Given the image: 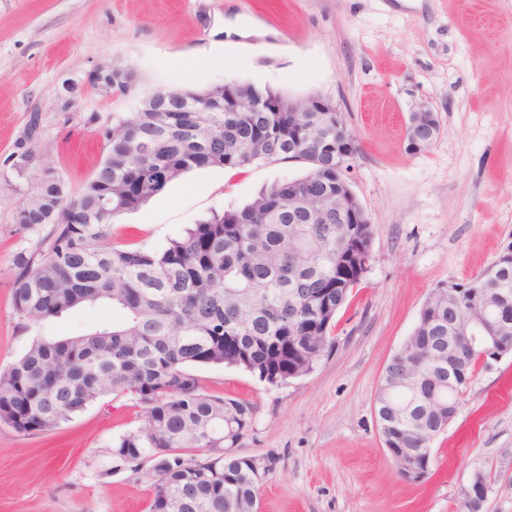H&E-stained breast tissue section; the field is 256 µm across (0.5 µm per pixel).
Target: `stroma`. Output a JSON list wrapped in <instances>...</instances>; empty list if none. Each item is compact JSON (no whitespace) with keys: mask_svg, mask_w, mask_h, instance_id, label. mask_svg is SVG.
Segmentation results:
<instances>
[{"mask_svg":"<svg viewBox=\"0 0 512 512\" xmlns=\"http://www.w3.org/2000/svg\"><path fill=\"white\" fill-rule=\"evenodd\" d=\"M228 20L263 33L226 34ZM101 62L132 72L126 98L83 86ZM72 82L78 112L62 109ZM225 82L339 107L357 147L347 179L373 225L368 272L311 373L272 386L223 364L194 369L208 393L254 405L240 452L276 459L261 512H456L478 472L482 512H512V354L476 367L423 481L398 474L374 413L385 367L430 291L476 277L512 242V0H0V370L35 337L77 336L113 318L77 308L25 329L14 311L12 260L30 239L14 214L41 173H16L11 158L28 144L31 116L41 117V151L75 192L105 155L89 114ZM421 102L441 133L412 152L405 125ZM308 169L260 161L190 171L121 216L114 240L163 248L211 212ZM141 425L130 398L110 396L51 430L0 424V512H149L151 462L131 469L112 457Z\"/></svg>","mask_w":512,"mask_h":512,"instance_id":"1","label":"stroma"}]
</instances>
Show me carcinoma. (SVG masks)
I'll use <instances>...</instances> for the list:
<instances>
[{
	"label": "carcinoma",
	"mask_w": 512,
	"mask_h": 512,
	"mask_svg": "<svg viewBox=\"0 0 512 512\" xmlns=\"http://www.w3.org/2000/svg\"><path fill=\"white\" fill-rule=\"evenodd\" d=\"M177 103L112 115L104 160L71 195L46 176L15 213L37 234L13 263V306L38 323L78 307L110 308L118 321L48 340L0 371V424L19 433L52 429L109 394L129 396L143 428L114 452L153 462L150 512H258L255 468L271 456L233 449L254 406L207 393L193 368L225 364L270 385L311 373L333 347L336 316L364 279L373 227L336 221L334 112H226L228 97L176 89ZM304 161L309 171L262 188L247 204L215 212L162 250L117 247L112 224L194 169H242L259 161ZM450 309L423 303L411 333L418 359L399 349L385 367L376 408L396 448H430L459 411L466 387L448 389V329L474 305L512 321V243L474 280L456 283ZM224 452L216 454L214 449Z\"/></svg>",
	"instance_id": "1"
}]
</instances>
